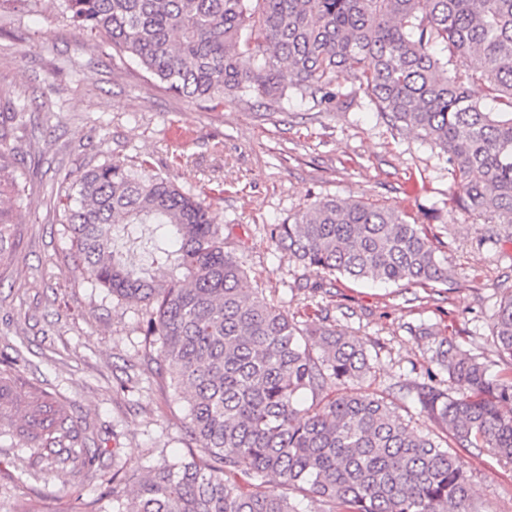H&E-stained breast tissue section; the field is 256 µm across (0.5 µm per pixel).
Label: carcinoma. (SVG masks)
I'll list each match as a JSON object with an SVG mask.
<instances>
[{
	"label": "carcinoma",
	"mask_w": 512,
	"mask_h": 512,
	"mask_svg": "<svg viewBox=\"0 0 512 512\" xmlns=\"http://www.w3.org/2000/svg\"><path fill=\"white\" fill-rule=\"evenodd\" d=\"M70 24L139 64L166 89L195 100L254 96L279 102L290 88L346 103L345 74L394 128L447 155L451 207L512 224V0H56ZM479 84L483 98L471 96ZM22 191L0 150V197ZM71 250L88 278L150 309L144 336L161 343L171 385L186 402L201 455L163 462L132 496L112 488L93 512H295L267 485L274 475L338 512H475L465 455L512 463V289L493 344L494 379L446 341L432 360L469 384L453 397L436 374L415 384L438 429L421 434L376 392H339L374 372L354 336L323 316L299 327L225 249L206 200L182 191L143 159L84 171L62 204ZM12 209L0 205V264L16 252ZM148 234L152 266L112 245L117 225ZM288 259L352 281L450 285L445 243L400 210L321 199L269 229ZM312 404L300 409L298 397ZM13 429L55 466L58 447L91 465L79 428L48 393L21 403Z\"/></svg>",
	"instance_id": "cac0c4a2"
}]
</instances>
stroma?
Instances as JSON below:
<instances>
[{"instance_id":"1","label":"stroma","mask_w":512,"mask_h":512,"mask_svg":"<svg viewBox=\"0 0 512 512\" xmlns=\"http://www.w3.org/2000/svg\"><path fill=\"white\" fill-rule=\"evenodd\" d=\"M344 106L289 94L267 106L223 104L163 89L129 58L74 30L55 0L0 12V97L30 104L0 141L24 194L18 247L0 267V372L17 395L40 390L64 401L100 456L55 477L38 449L0 434V512H87L104 477L132 493L140 476L195 451L187 409L175 397L160 346L145 339L146 308L92 285L57 221L70 182L108 159L149 160L156 173L210 203L232 227L231 248L250 278L297 321L327 310L338 330L362 341L375 364L368 389L389 395L415 429L430 430L408 383L431 369L432 339L504 366L492 343L494 315L512 288V224H488L450 209L452 180L440 148L397 130L350 79ZM323 198L358 199L419 217L440 210L452 288L337 281L312 292L317 270L288 260L267 227ZM477 512H512V464L467 456Z\"/></svg>"}]
</instances>
